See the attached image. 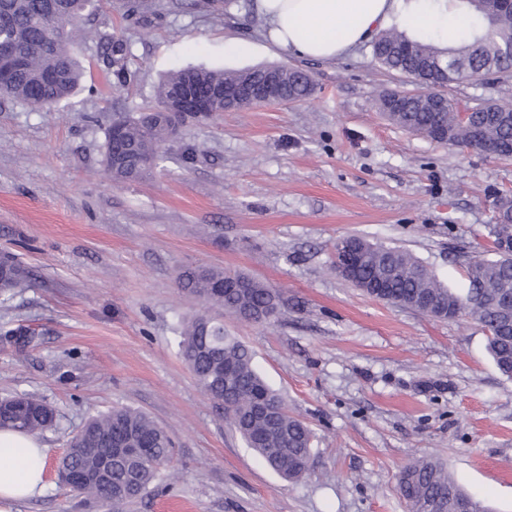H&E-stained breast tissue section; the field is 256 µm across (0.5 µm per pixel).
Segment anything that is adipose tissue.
Returning a JSON list of instances; mask_svg holds the SVG:
<instances>
[{
    "label": "adipose tissue",
    "mask_w": 512,
    "mask_h": 512,
    "mask_svg": "<svg viewBox=\"0 0 512 512\" xmlns=\"http://www.w3.org/2000/svg\"><path fill=\"white\" fill-rule=\"evenodd\" d=\"M255 9L275 48L320 60L339 58L394 24L443 49L463 39L448 0H256ZM45 467L46 452L34 437L0 429V502L40 494Z\"/></svg>",
    "instance_id": "ef3b65f1"
}]
</instances>
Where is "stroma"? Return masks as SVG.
<instances>
[{"label":"stroma","instance_id":"stroma-1","mask_svg":"<svg viewBox=\"0 0 512 512\" xmlns=\"http://www.w3.org/2000/svg\"><path fill=\"white\" fill-rule=\"evenodd\" d=\"M79 26L69 53L81 77L67 102L0 99V250L33 272L0 303V327L25 336L0 340V397L29 393L56 411L38 437L45 489L7 512H85L56 469L86 420L115 406L146 412L175 444L162 478L122 512H405L397 478L422 457L445 462L491 512H512V380L483 329L369 297L333 269L336 241L357 235L465 288L469 258L493 248L512 158L390 123L378 93L416 86L380 67L371 43L334 61L288 55L254 0H97ZM97 28L130 46L125 85L88 36ZM273 64L307 71L316 94L186 124L146 178L107 172L108 127L155 105L170 72ZM446 93L462 107L512 105V74ZM191 266L282 295L271 322L224 325L313 431L300 482L246 448L182 360L179 324L205 309L178 282Z\"/></svg>","mask_w":512,"mask_h":512}]
</instances>
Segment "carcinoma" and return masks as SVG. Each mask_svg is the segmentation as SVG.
I'll return each instance as SVG.
<instances>
[{"label":"carcinoma","instance_id":"cac0c4a2","mask_svg":"<svg viewBox=\"0 0 512 512\" xmlns=\"http://www.w3.org/2000/svg\"><path fill=\"white\" fill-rule=\"evenodd\" d=\"M465 29L463 42L441 49L430 40H412L393 27L379 35L372 46L373 59L418 86L405 111L390 114L387 106L393 92L377 99V107L391 123L411 132L428 130L437 124L448 128V144H466L496 154L512 142V121L485 126L481 142L472 139L470 128L448 102V109L433 112L427 104L440 88L463 77L491 71H512V57L499 46L512 40V12L501 10L496 0H458ZM84 0H0V43L21 54L24 66L0 78V96L31 105L49 104L68 98L75 90L79 71L66 45L80 31L71 23L82 15ZM96 39L106 47L107 64L118 83L126 82L131 52L127 42L114 33L99 30ZM54 70L57 78L43 82V74ZM271 74L288 89L294 102L309 99L315 81L302 70L285 66H259L235 72L189 68L162 81L153 107L135 116L114 121L104 143L106 168L117 181L142 177L161 160L168 142L159 118L161 103L169 89L186 85L192 92H210L238 78L261 80ZM361 247L357 254L355 278L382 286L378 299L412 308L432 316L445 311L454 318L468 317L487 333L488 349L500 373L512 379V260L482 254L471 257L466 266L467 288L461 292L442 285L412 254L401 249L371 243L358 237L337 241ZM226 274L216 268H189L179 278L181 286L204 301L224 309L238 320L265 323L278 313L282 299L275 290L251 279L241 290H224ZM29 268L13 255L5 254L0 268V296L27 287ZM179 353L202 393L224 411V422L237 433L274 472L298 480L312 467L311 428L288 412L281 395L259 375L253 355L224 328V318L206 313L183 322L179 331ZM55 410L27 394L0 400V428L12 427L37 434L55 425ZM131 448L146 446L147 461L138 456L113 452L116 442ZM172 441L167 431L147 414L133 408H116L92 416L72 437L58 466L60 484L81 497L84 505L117 512L144 493L158 480L172 458ZM110 459L103 478L90 485L70 483L66 475L94 471ZM398 491L407 512H478L475 497L464 490L442 462L424 458L404 467Z\"/></svg>","mask_w":512,"mask_h":512}]
</instances>
